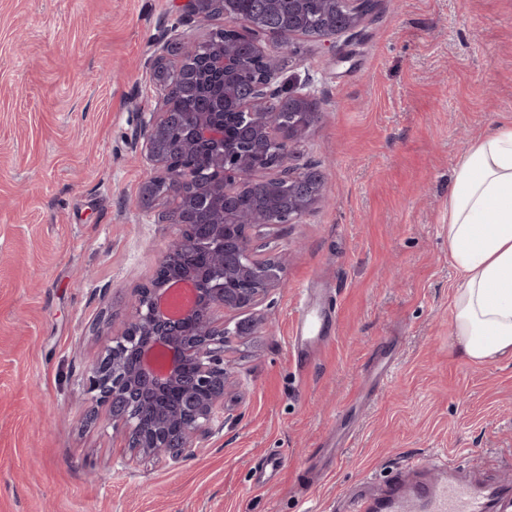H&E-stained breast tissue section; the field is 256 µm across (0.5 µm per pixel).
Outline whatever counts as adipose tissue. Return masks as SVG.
Wrapping results in <instances>:
<instances>
[{"mask_svg": "<svg viewBox=\"0 0 512 512\" xmlns=\"http://www.w3.org/2000/svg\"><path fill=\"white\" fill-rule=\"evenodd\" d=\"M448 254L462 275L454 300L460 355L512 356V126L475 139L448 193Z\"/></svg>", "mask_w": 512, "mask_h": 512, "instance_id": "ef3b65f1", "label": "adipose tissue"}]
</instances>
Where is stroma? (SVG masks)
<instances>
[{"label":"stroma","instance_id":"35a3bbf8","mask_svg":"<svg viewBox=\"0 0 512 512\" xmlns=\"http://www.w3.org/2000/svg\"><path fill=\"white\" fill-rule=\"evenodd\" d=\"M175 21L170 0H0V512H344L362 476L450 459L507 486L512 357L455 350L448 189L512 125V0H377L332 51L266 39L318 104L292 151L322 198L259 242L288 267L224 353L223 431L126 465L84 372L179 231L141 202L135 137ZM302 313L322 338L300 357Z\"/></svg>","mask_w":512,"mask_h":512}]
</instances>
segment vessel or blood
Instances as JSON below:
<instances>
[{
	"mask_svg": "<svg viewBox=\"0 0 512 512\" xmlns=\"http://www.w3.org/2000/svg\"><path fill=\"white\" fill-rule=\"evenodd\" d=\"M490 492L449 476L431 483L397 482L383 497L353 498L351 512H491Z\"/></svg>",
	"mask_w": 512,
	"mask_h": 512,
	"instance_id": "obj_1",
	"label": "vessel or blood"
}]
</instances>
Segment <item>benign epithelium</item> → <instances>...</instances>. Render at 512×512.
Returning <instances> with one entry per match:
<instances>
[{
    "instance_id": "1",
    "label": "benign epithelium",
    "mask_w": 512,
    "mask_h": 512,
    "mask_svg": "<svg viewBox=\"0 0 512 512\" xmlns=\"http://www.w3.org/2000/svg\"><path fill=\"white\" fill-rule=\"evenodd\" d=\"M376 0H327L332 16L317 39L331 41L355 31L374 8ZM222 0H175L182 25L215 15ZM245 35L266 63L263 76L237 84L231 72L230 51L209 62L224 67L225 93L238 100L239 111L218 123L211 112H172L168 105V75L181 71L194 43L187 32L163 30L154 43L152 79L163 92V107L145 112L139 135L146 143L147 158L156 170L141 187L142 202L150 206L161 197L158 187L171 195L185 184L209 180L208 192L229 201L243 181L258 172L271 191L288 190V210H264L240 215L221 209L216 224H197L192 234L179 232L165 247L153 276L139 288L131 305L129 321L121 334L91 362L85 372L86 386L96 403L109 412L112 428L131 450L127 465L143 460L177 463L224 429V390L228 366L225 346L231 337L250 336L254 320L224 321V314L255 309L277 286L287 268V255L263 253L254 234L280 224H292L322 197L323 173L318 169L297 171L286 146L274 152L265 167L253 163L268 141L279 138V127L288 121V142L298 141L315 122L316 103L301 91L285 92L273 56L262 46L269 36L267 25L247 23ZM288 111H281L283 103ZM234 125L243 150L213 153L210 171H181L173 153L206 151L224 139V124ZM204 253L208 276L186 267L189 258ZM185 268L191 282L183 303L162 311L171 271Z\"/></svg>"
}]
</instances>
